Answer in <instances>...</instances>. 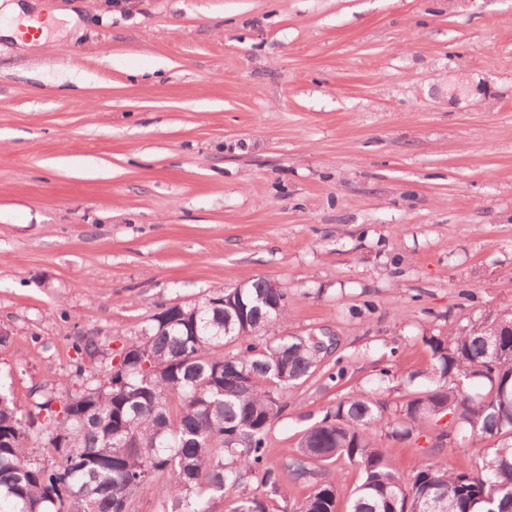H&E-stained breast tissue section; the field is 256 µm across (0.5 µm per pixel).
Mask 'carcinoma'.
Segmentation results:
<instances>
[{
    "label": "carcinoma",
    "instance_id": "cac0c4a2",
    "mask_svg": "<svg viewBox=\"0 0 512 512\" xmlns=\"http://www.w3.org/2000/svg\"><path fill=\"white\" fill-rule=\"evenodd\" d=\"M171 318L125 341L118 371L79 362L82 389L36 404L46 412L50 463L31 458L30 425L0 390V512H132L154 477L163 512H210V503L240 492L232 512H270L269 500L247 492L252 481L279 493L281 482L314 479L293 512H336V488L319 468L341 458L362 474L348 512H512V323L504 310L446 336H425L432 352L427 384L410 395L387 436L408 438L445 415L448 447L490 438L500 443L474 470L450 471L440 460L405 483L374 437L386 403L366 392L347 397L302 434L293 455L271 462V426L285 408L282 392L309 377L323 357L320 336H289L260 349L253 338L286 316L288 293L251 277L193 305H169ZM494 338L511 354L492 358ZM235 353L224 354V345ZM474 382L487 392L475 397ZM177 400V408L171 401Z\"/></svg>",
    "mask_w": 512,
    "mask_h": 512
}]
</instances>
